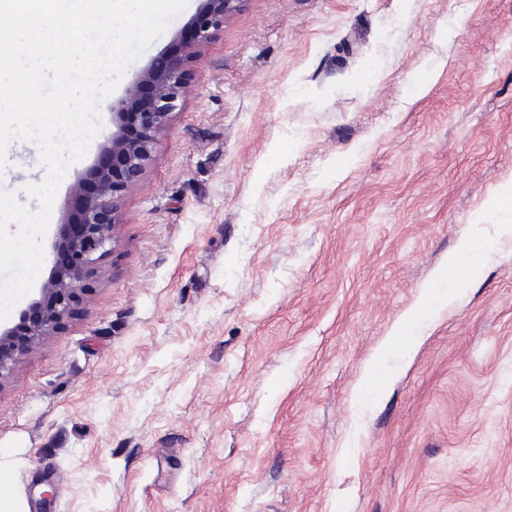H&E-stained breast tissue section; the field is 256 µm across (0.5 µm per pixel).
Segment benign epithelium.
<instances>
[{
  "label": "benign epithelium",
  "instance_id": "obj_1",
  "mask_svg": "<svg viewBox=\"0 0 512 512\" xmlns=\"http://www.w3.org/2000/svg\"><path fill=\"white\" fill-rule=\"evenodd\" d=\"M243 0H201L188 34L176 36V49L159 56L112 100L115 130L102 147L93 176L71 190L70 219L59 225L52 244L59 261L20 317L28 318L23 345L13 329H0V385L29 353L48 343L63 319L87 302L86 289L100 274L99 262L114 247V217L123 195L145 177L158 136L177 109L191 63L201 47L239 9Z\"/></svg>",
  "mask_w": 512,
  "mask_h": 512
}]
</instances>
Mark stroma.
Here are the masks:
<instances>
[{
  "mask_svg": "<svg viewBox=\"0 0 512 512\" xmlns=\"http://www.w3.org/2000/svg\"><path fill=\"white\" fill-rule=\"evenodd\" d=\"M45 176L23 140L0 189L34 211ZM511 190L512 0H244L122 199L91 303L0 385L20 512H512ZM477 221L484 262L356 399Z\"/></svg>",
  "mask_w": 512,
  "mask_h": 512,
  "instance_id": "obj_1",
  "label": "stroma"
}]
</instances>
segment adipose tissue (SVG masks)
Instances as JSON below:
<instances>
[{
	"instance_id": "obj_1",
	"label": "adipose tissue",
	"mask_w": 512,
	"mask_h": 512,
	"mask_svg": "<svg viewBox=\"0 0 512 512\" xmlns=\"http://www.w3.org/2000/svg\"><path fill=\"white\" fill-rule=\"evenodd\" d=\"M485 250L482 239L470 241L463 251L449 255L447 263L430 275L419 291L416 302L404 311L391 325L386 336L374 348L359 379L358 394L380 389L391 376L386 360L402 343L407 331L414 326L427 324L431 312L438 307L452 305L458 298L456 277L459 272H472L481 261Z\"/></svg>"
}]
</instances>
